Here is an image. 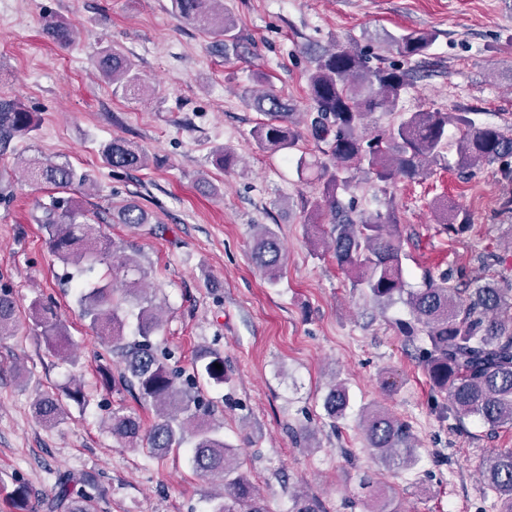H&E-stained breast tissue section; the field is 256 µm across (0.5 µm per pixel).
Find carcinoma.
Masks as SVG:
<instances>
[{
	"instance_id": "cac0c4a2",
	"label": "carcinoma",
	"mask_w": 512,
	"mask_h": 512,
	"mask_svg": "<svg viewBox=\"0 0 512 512\" xmlns=\"http://www.w3.org/2000/svg\"><path fill=\"white\" fill-rule=\"evenodd\" d=\"M171 11L183 23L206 32L232 36L234 19L224 12V0H170ZM42 32L65 48L76 39L70 25L48 15ZM387 44L402 59L426 56L436 34L405 30L385 35ZM100 76L112 84V93L140 96L146 84L134 61L112 46L101 49L94 61ZM410 86V72L397 63L371 66L367 55L353 47L338 46L314 60L308 78L312 111L306 113L307 130L319 144L323 158L300 157L298 167L309 172L321 185V196L332 214L326 249L337 266L353 276V286L362 289L380 307L403 304L409 319L398 322V330L411 345H417L421 366L432 391L446 401V408L459 426L472 419L495 433L512 428V284L471 285L463 278L443 272H428L423 286L406 288L402 235L396 210L355 213L344 207L338 191L351 184L354 173L384 185L399 179L420 181L445 160V149L456 148L459 169L475 165H498L500 178L512 183V135L497 127L481 125L469 113L431 110L400 112L399 120L385 129L366 133L368 121L377 112H399ZM255 111L266 117L254 130L259 148L291 150L301 134L294 123L293 109L280 96L265 91L252 99ZM454 126V141L448 126ZM36 128L35 114L20 103L0 100V148L13 138ZM105 162L117 169L137 170L148 166L149 158L128 142L114 138L102 151ZM31 177L39 184L65 190L83 185L87 175L67 161L31 162ZM445 229L459 234L466 222L448 218V205L439 206ZM52 253L62 262L74 261L88 267L106 265L101 280L88 288L78 283V305L82 318L105 332L109 352L121 366L120 379L138 392L140 400L155 408L157 421L143 429L132 411L112 412L107 428L117 441L160 456L189 444L193 470L224 492L217 495L213 512H268L255 493L250 476L242 470L235 449L224 443L203 409L196 378L216 384L224 382V355L204 348L195 354L194 374L182 378L168 364L170 354L159 349L154 336L161 320L153 298L142 288L145 272L136 257L112 256L99 247L85 220L82 208L69 198H53L42 207L39 219ZM117 223L136 226L147 223V213L136 204L118 211ZM253 258L274 282L286 261L280 240L261 225L253 238ZM133 298L136 310L120 315V302ZM37 326L48 349L57 353L64 346V324L42 304H33ZM136 320L137 338L124 341L128 318ZM17 306L11 293L0 290V336L12 332ZM349 406L347 387L342 382L329 386L323 400L327 417L339 421ZM35 411L44 423H56L66 413L63 399L41 393ZM367 451L388 467L409 470L419 462L409 426L388 411L376 408L362 416ZM484 483L501 504L499 512H512V448L494 449L482 463ZM98 475L84 472L63 475L55 485L51 508L63 512H96ZM291 512H324L318 499L305 494L293 496Z\"/></svg>"
}]
</instances>
